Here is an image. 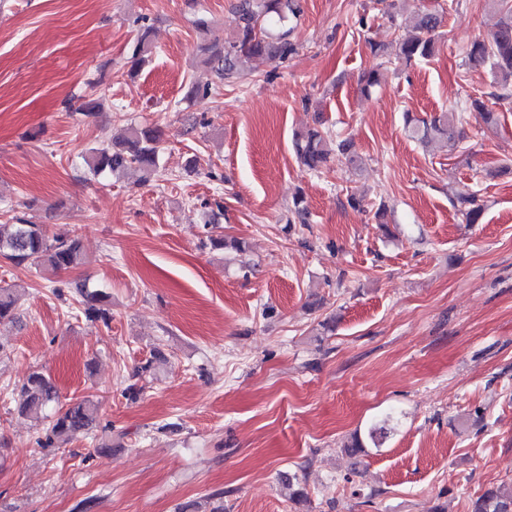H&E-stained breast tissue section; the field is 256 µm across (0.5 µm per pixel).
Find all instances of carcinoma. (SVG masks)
<instances>
[{"label": "carcinoma", "instance_id": "cac0c4a2", "mask_svg": "<svg viewBox=\"0 0 512 512\" xmlns=\"http://www.w3.org/2000/svg\"><path fill=\"white\" fill-rule=\"evenodd\" d=\"M489 3L498 20L489 34L472 44L467 57L475 65L489 66L498 89L496 97L507 100L512 98V0H489ZM236 11L238 25L233 40L228 43L214 41L204 48L207 53L205 64L211 68L218 82L241 81L245 75L242 64L251 58L264 57L284 63L297 53V45L291 39V30L286 28V23L292 17L301 16V0H239ZM408 24L413 35L395 39L393 58L410 63L433 57L437 51L433 32L439 25L438 16L415 11L408 17ZM151 50L148 32L145 31L134 42L132 66L137 68L145 63ZM406 126L411 138L425 144L440 142L454 147L463 138L462 115L459 112L436 113L428 121L409 117ZM162 144L163 133L158 128L132 126L123 142L93 149L85 156L84 164L94 177L136 169L147 182L160 172ZM293 149L301 166L309 172L321 171L335 151L349 164L357 162L352 140H339L331 132L315 128L296 134ZM0 257L17 267L26 265L30 260L36 261L53 273L83 263L77 239L63 234L50 237L43 225L22 218L15 224H0ZM76 290L86 317L109 322L107 293L98 289L90 291L82 284L76 286ZM17 303L13 289L0 288V323L15 318ZM16 394L19 411L38 418L57 399L52 379L38 372L30 374ZM97 413L98 403L91 399L55 410L49 415L48 426L40 439L42 447L52 448L77 431L92 430ZM392 421L394 416L388 414L372 423L365 434L355 433L342 451L357 457L365 452L366 442L379 446V438ZM471 512H512V487L485 490L474 502Z\"/></svg>", "mask_w": 512, "mask_h": 512}]
</instances>
